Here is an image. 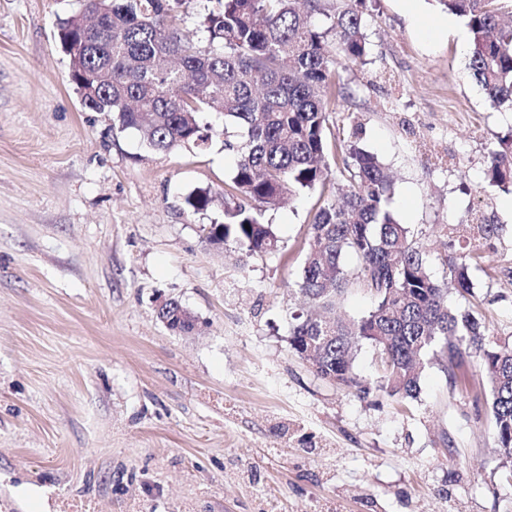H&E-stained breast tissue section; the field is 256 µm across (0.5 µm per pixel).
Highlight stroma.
Wrapping results in <instances>:
<instances>
[{
  "mask_svg": "<svg viewBox=\"0 0 512 512\" xmlns=\"http://www.w3.org/2000/svg\"><path fill=\"white\" fill-rule=\"evenodd\" d=\"M370 0L329 142L360 131L389 208L433 270L446 224H498L472 268L486 344H512V194L484 159L512 132L466 74L470 34L435 0ZM80 0H0V512H512L484 402L429 366L416 400L362 398L291 350V290L319 195L267 211L279 249L213 247L234 159L147 148L85 109L58 23ZM210 189L204 212L184 199ZM198 318L165 328L160 299Z\"/></svg>",
  "mask_w": 512,
  "mask_h": 512,
  "instance_id": "obj_1",
  "label": "stroma"
}]
</instances>
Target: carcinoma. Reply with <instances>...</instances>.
Instances as JSON below:
<instances>
[{"instance_id": "obj_1", "label": "carcinoma", "mask_w": 512, "mask_h": 512, "mask_svg": "<svg viewBox=\"0 0 512 512\" xmlns=\"http://www.w3.org/2000/svg\"><path fill=\"white\" fill-rule=\"evenodd\" d=\"M188 0H82L58 25L77 90L90 84L91 112L135 129L151 148H204L224 119V151L235 158L224 192V223L206 240L253 255L274 253L278 237L263 212L285 195L326 188V111L339 60L366 63L362 16L367 0H209L199 20L207 46L175 26ZM463 18L472 44L467 73L495 106L512 107V26L502 25L512 0H438ZM340 205L314 213L296 292L308 312L293 316L289 345L315 375L358 395L404 401L420 392L425 364L435 363L450 389L466 383L467 367L482 371L476 396L490 398V423L504 466L512 467V346L488 348L478 305L453 308L448 291L471 293L477 245L499 236V224L448 225L450 254L436 278L422 246L388 210L393 181L374 154L347 145ZM485 179L512 188V137L486 157ZM214 202L206 189L185 197L194 211ZM357 260L349 268L345 259ZM373 298L357 319H326L349 287ZM372 348L376 375L365 378L355 354Z\"/></svg>"}]
</instances>
